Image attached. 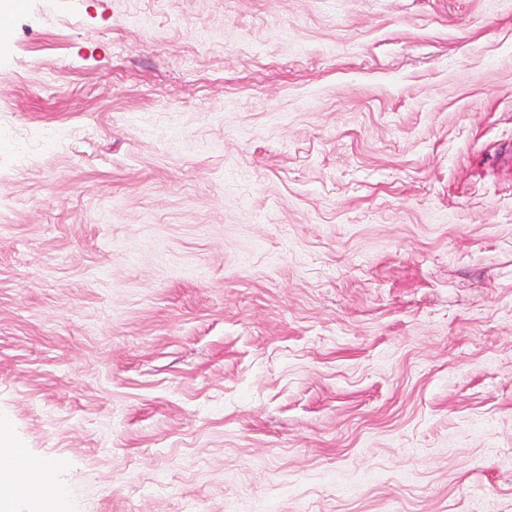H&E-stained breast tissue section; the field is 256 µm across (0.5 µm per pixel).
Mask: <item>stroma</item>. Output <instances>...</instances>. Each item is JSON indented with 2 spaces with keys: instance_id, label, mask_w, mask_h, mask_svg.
Masks as SVG:
<instances>
[{
  "instance_id": "1",
  "label": "stroma",
  "mask_w": 512,
  "mask_h": 512,
  "mask_svg": "<svg viewBox=\"0 0 512 512\" xmlns=\"http://www.w3.org/2000/svg\"><path fill=\"white\" fill-rule=\"evenodd\" d=\"M0 430L56 512H512V0H23Z\"/></svg>"
}]
</instances>
